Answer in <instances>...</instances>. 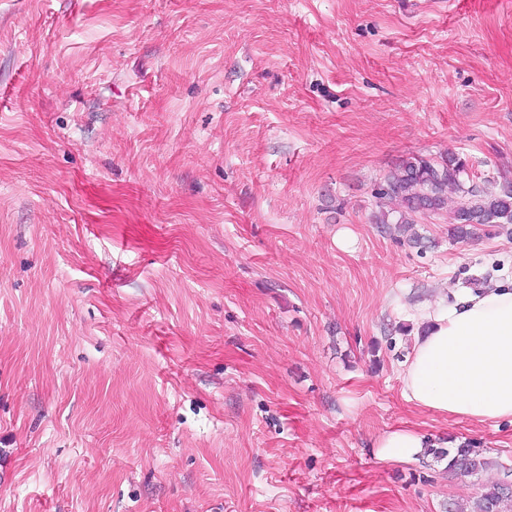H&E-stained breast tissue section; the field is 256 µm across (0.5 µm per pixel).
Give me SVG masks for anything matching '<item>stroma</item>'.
Here are the masks:
<instances>
[{
	"label": "stroma",
	"mask_w": 512,
	"mask_h": 512,
	"mask_svg": "<svg viewBox=\"0 0 512 512\" xmlns=\"http://www.w3.org/2000/svg\"><path fill=\"white\" fill-rule=\"evenodd\" d=\"M451 152L512 179V0H0V512L471 508L512 423L406 399V312L512 224L373 222ZM427 448H431L430 451L438 458L448 455V470L456 475L470 476L495 464L482 448L463 443L451 455L449 449L448 452L433 449L438 447L424 435L409 429L388 433L377 444V452L381 457L403 461H419L427 456Z\"/></svg>",
	"instance_id": "1"
}]
</instances>
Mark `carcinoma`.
Returning <instances> with one entry per match:
<instances>
[{
    "mask_svg": "<svg viewBox=\"0 0 512 512\" xmlns=\"http://www.w3.org/2000/svg\"><path fill=\"white\" fill-rule=\"evenodd\" d=\"M457 195L450 236L467 240L486 226L512 224V181L504 180L495 192L480 191L471 184L467 161L450 153L441 160L418 155L407 157L384 177L379 199L396 205L375 216V223L384 226L395 222L409 225L415 218L438 214L448 204V190ZM397 214L396 220L390 215ZM439 457H448V471L470 476L494 464L484 449L463 443L454 452L435 449ZM473 512H512V495L502 481L483 487L474 503Z\"/></svg>",
    "mask_w": 512,
    "mask_h": 512,
    "instance_id": "obj_1",
    "label": "carcinoma"
}]
</instances>
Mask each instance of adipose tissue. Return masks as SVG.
<instances>
[{
	"instance_id": "1",
	"label": "adipose tissue",
	"mask_w": 512,
	"mask_h": 512,
	"mask_svg": "<svg viewBox=\"0 0 512 512\" xmlns=\"http://www.w3.org/2000/svg\"><path fill=\"white\" fill-rule=\"evenodd\" d=\"M403 375L416 405L478 422L512 421V290L500 286L454 292L420 309ZM431 443L404 429L377 444L386 459L417 461Z\"/></svg>"
}]
</instances>
